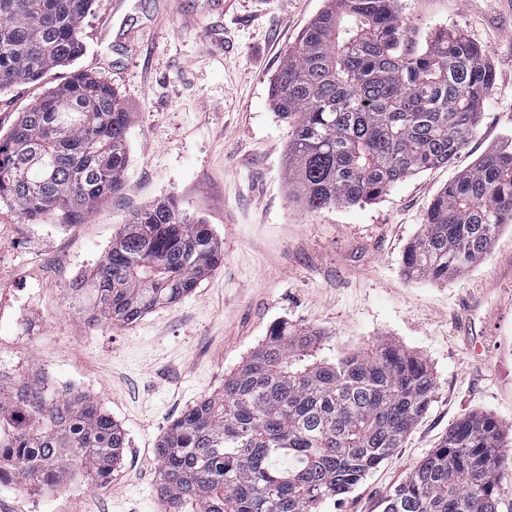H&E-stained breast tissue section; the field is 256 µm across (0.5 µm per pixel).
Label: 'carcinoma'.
Wrapping results in <instances>:
<instances>
[{"label": "carcinoma", "mask_w": 512, "mask_h": 512, "mask_svg": "<svg viewBox=\"0 0 512 512\" xmlns=\"http://www.w3.org/2000/svg\"><path fill=\"white\" fill-rule=\"evenodd\" d=\"M92 0H0V91L38 83L83 55ZM395 0H326L286 50L270 99L288 123V181L311 212L374 200L449 164L476 132L494 75L460 32L403 47ZM130 112L105 79L76 70L0 134V203L29 224L80 222L120 193ZM512 224V143L482 154L431 203L409 244L410 277L446 280L476 265ZM222 259L204 220L173 197L134 212L69 298L94 320L129 325L190 294ZM318 333L279 322L216 395L157 444L166 512H318L381 464L427 412V362L379 344L319 359ZM122 427L89 395L36 383L0 388V485L103 487ZM503 432L459 419L383 512H498Z\"/></svg>", "instance_id": "1"}]
</instances>
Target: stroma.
I'll return each mask as SVG.
<instances>
[{
  "label": "stroma",
  "mask_w": 512,
  "mask_h": 512,
  "mask_svg": "<svg viewBox=\"0 0 512 512\" xmlns=\"http://www.w3.org/2000/svg\"><path fill=\"white\" fill-rule=\"evenodd\" d=\"M325 0H93L78 67L110 81L131 114L121 193L76 224H28L0 205V304L29 293L34 331L0 320V371L93 397L128 444L109 485L0 486V512H165L156 444L219 393L274 324L314 329L326 353L392 343L424 358L436 388L402 448L320 512H382L385 499L468 414L504 432L498 512H512V227L477 265L445 281L404 273L408 244L438 192L512 138V0H396L407 49L462 31L493 69L474 136L448 165L362 206L306 210L288 189V126L269 88ZM68 68L0 91V132ZM176 197L209 224L223 262L188 296L129 326L90 321L70 279L97 264L132 211Z\"/></svg>",
  "instance_id": "1"
}]
</instances>
